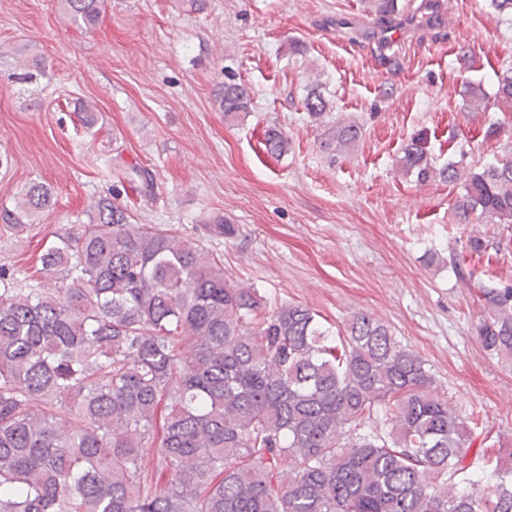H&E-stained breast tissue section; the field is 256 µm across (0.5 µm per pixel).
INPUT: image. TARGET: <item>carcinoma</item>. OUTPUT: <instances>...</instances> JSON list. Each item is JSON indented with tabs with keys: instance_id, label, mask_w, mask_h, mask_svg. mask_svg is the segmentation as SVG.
Returning <instances> with one entry per match:
<instances>
[{
	"instance_id": "obj_1",
	"label": "carcinoma",
	"mask_w": 512,
	"mask_h": 512,
	"mask_svg": "<svg viewBox=\"0 0 512 512\" xmlns=\"http://www.w3.org/2000/svg\"><path fill=\"white\" fill-rule=\"evenodd\" d=\"M489 2L512 27V0ZM62 3L88 26L103 9ZM462 96L484 112L511 105L512 74L491 95L466 81ZM220 99L233 119L250 89L226 84ZM303 109L332 162L363 137L354 118L325 120L319 82ZM263 145L280 156L288 138L269 126ZM399 167L461 185L453 223L512 227V143L476 167H438L417 134ZM118 182L152 196L138 164ZM53 205L32 182L0 220L21 228ZM89 220L40 255L50 287L0 288V512H512V448L472 450L474 414L448 404L387 325L356 313L335 333L306 305L273 306L224 272V256L132 223L117 196ZM203 224L235 232L219 215ZM451 269L477 287L483 347L511 355L512 285Z\"/></svg>"
}]
</instances>
